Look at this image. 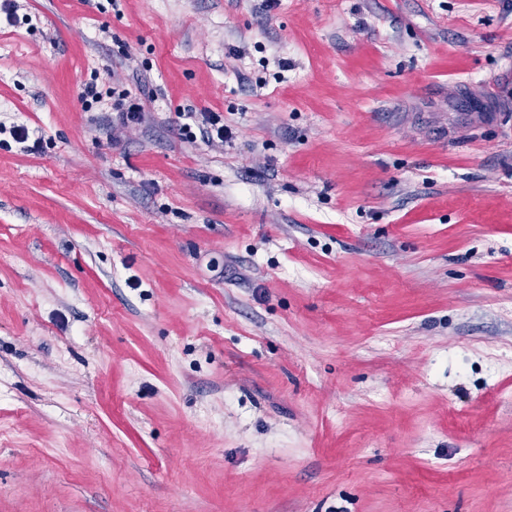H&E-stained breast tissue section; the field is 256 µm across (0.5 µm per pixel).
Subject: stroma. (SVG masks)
Instances as JSON below:
<instances>
[{
	"label": "stroma",
	"mask_w": 512,
	"mask_h": 512,
	"mask_svg": "<svg viewBox=\"0 0 512 512\" xmlns=\"http://www.w3.org/2000/svg\"><path fill=\"white\" fill-rule=\"evenodd\" d=\"M17 5L0 512H512V0ZM127 97L124 93H118V99L115 101L116 116L113 125L116 127H125L141 120L143 106L139 102L128 100ZM182 116L193 122V124L185 122L180 126L181 134L186 139H196V133L192 130V125H196L203 138L211 144L222 145L233 137L232 129L224 125V115L220 112H183Z\"/></svg>",
	"instance_id": "stroma-1"
}]
</instances>
